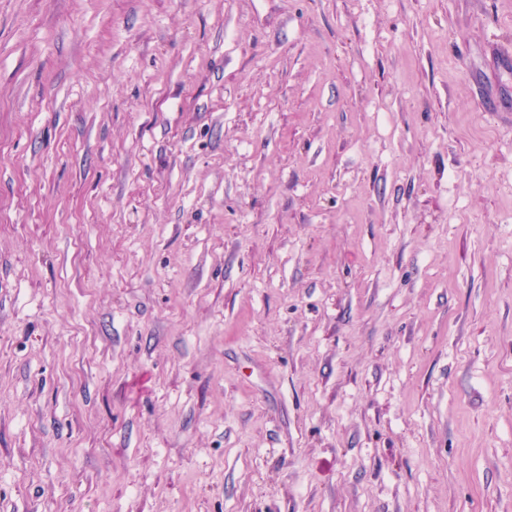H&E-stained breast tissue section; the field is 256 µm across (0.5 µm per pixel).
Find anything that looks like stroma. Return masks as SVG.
<instances>
[{
	"label": "stroma",
	"mask_w": 512,
	"mask_h": 512,
	"mask_svg": "<svg viewBox=\"0 0 512 512\" xmlns=\"http://www.w3.org/2000/svg\"><path fill=\"white\" fill-rule=\"evenodd\" d=\"M0 512H512V0H0Z\"/></svg>",
	"instance_id": "obj_1"
}]
</instances>
